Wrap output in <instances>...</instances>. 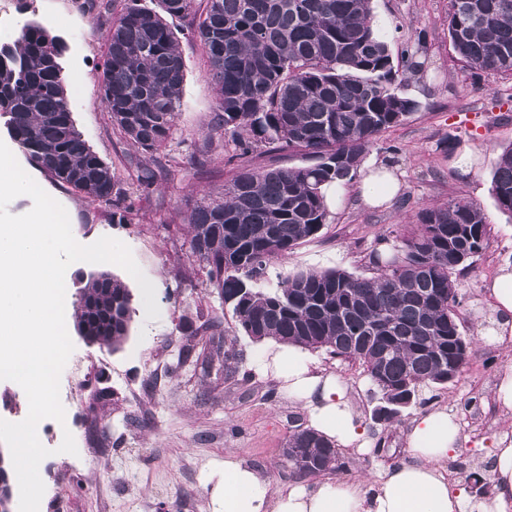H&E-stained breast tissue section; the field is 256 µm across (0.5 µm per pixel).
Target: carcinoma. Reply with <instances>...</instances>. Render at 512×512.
I'll return each mask as SVG.
<instances>
[{
    "label": "carcinoma",
    "instance_id": "obj_1",
    "mask_svg": "<svg viewBox=\"0 0 512 512\" xmlns=\"http://www.w3.org/2000/svg\"><path fill=\"white\" fill-rule=\"evenodd\" d=\"M126 0L112 21L100 100L131 144L151 152L173 138L184 64L169 20L191 15L193 0ZM195 31L218 89L216 126L241 163L224 190L191 211L190 258L208 267L210 286L254 342L323 350L359 365L375 386L373 418L391 423L418 403L420 388L459 379L470 343L459 330L453 275L485 249L488 224L477 203L455 198L424 208L372 272L341 269L285 275L262 287L273 262L316 236L328 216L323 186L349 183L379 135L417 111L398 92L421 68L418 48L397 54L371 21L370 0H209ZM448 41L475 80L512 79V0H449ZM64 41L29 20L0 49V117L32 164L55 182L114 207L122 192L112 170L83 139L69 108ZM288 149L311 163L281 167L254 156ZM492 194L512 213V145L495 163ZM132 294L109 272L82 280L74 326L88 344L120 349L132 321ZM312 469L286 458L299 477L346 469L330 441L296 430Z\"/></svg>",
    "mask_w": 512,
    "mask_h": 512
}]
</instances>
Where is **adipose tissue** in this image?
<instances>
[{"instance_id": "adipose-tissue-1", "label": "adipose tissue", "mask_w": 512, "mask_h": 512, "mask_svg": "<svg viewBox=\"0 0 512 512\" xmlns=\"http://www.w3.org/2000/svg\"><path fill=\"white\" fill-rule=\"evenodd\" d=\"M399 190L391 162L381 160L364 166L353 194L379 206ZM485 291L493 300L492 319L480 333L490 345H510L512 267H502ZM260 369L275 372L281 393L306 412L310 428L336 447L357 454L370 451L372 443L346 387L335 374L318 371L302 348L266 341ZM461 441L457 416L445 408H429L410 426L407 462L388 466L373 478L297 483L275 497L258 469L228 457L219 512H512V435H500L488 450L491 487L483 495L448 476L445 463Z\"/></svg>"}]
</instances>
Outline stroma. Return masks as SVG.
Returning <instances> with one entry per match:
<instances>
[{"label":"stroma","instance_id":"stroma-1","mask_svg":"<svg viewBox=\"0 0 512 512\" xmlns=\"http://www.w3.org/2000/svg\"><path fill=\"white\" fill-rule=\"evenodd\" d=\"M84 0H6L0 9V44L11 42L14 26L31 19L48 23L66 43L63 57L72 116L91 149L112 168L131 212L115 223L110 210L72 188L53 182L22 151L20 166L67 211L77 242L88 245L110 236L125 243L155 287L157 319H147L137 282L124 269L112 274L133 294L130 336L111 351L72 335L74 350L61 378L74 398L64 402V421L42 420L49 456L42 461L45 493L41 512H214V490L224 458L235 455L261 469L272 491L296 483L283 456L295 427L306 417L288 402L278 380L256 366L261 352L241 334L231 308L210 287L202 263L191 261L188 218L204 196L218 193L234 170L230 149L209 155L199 149L211 130L217 88L192 18L203 17L207 0H194L191 18L173 20L184 62L181 105L172 140L157 150L136 151L101 104L99 87L107 55L106 36L125 0H109L91 18ZM371 11L398 49L422 40V68L399 88L419 108L401 125L380 135L367 159H391L401 191L383 207L359 203L344 194L330 205L320 232L302 241L288 259L268 269V284L299 269H342L365 274L369 256L424 207L464 196L480 205L490 228L485 249L457 274L460 331L471 343L457 382L424 390L428 403L448 407L459 418L467 440L454 460V475L466 479L484 471L485 445L506 429L512 412L497 408L492 395L512 373V352L484 344L476 333L477 314H489L484 284L498 269L512 265V214L501 211L491 191L499 152L512 144V80L485 75L471 80L448 43V0H371ZM471 151L470 173L455 166ZM154 168L150 190L137 187L138 164ZM239 354L237 371L224 374V340ZM315 364L339 375L348 386L372 440L367 455L345 454L353 481L376 475L406 460L407 429L416 416L381 424L372 417L374 387L363 369L312 350ZM74 437L76 454L59 453L64 432Z\"/></svg>","mask_w":512,"mask_h":512}]
</instances>
